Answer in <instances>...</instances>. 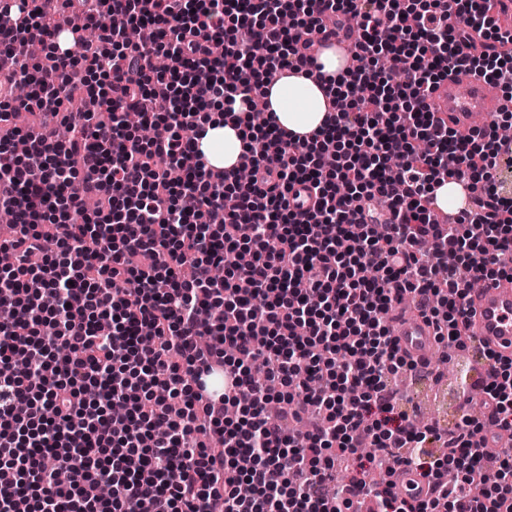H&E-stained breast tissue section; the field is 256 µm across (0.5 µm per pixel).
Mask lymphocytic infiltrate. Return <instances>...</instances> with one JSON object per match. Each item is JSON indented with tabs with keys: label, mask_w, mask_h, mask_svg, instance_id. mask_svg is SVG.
I'll list each match as a JSON object with an SVG mask.
<instances>
[{
	"label": "lymphocytic infiltrate",
	"mask_w": 512,
	"mask_h": 512,
	"mask_svg": "<svg viewBox=\"0 0 512 512\" xmlns=\"http://www.w3.org/2000/svg\"><path fill=\"white\" fill-rule=\"evenodd\" d=\"M296 3L299 22L286 30L284 0H111L104 12L95 0H0V56L13 62L0 75V121L25 80L70 132L25 133L21 158L0 149V209L20 217L4 244L16 264L0 274V307L12 313L0 320V365L28 359L26 372L0 374V512H209L218 497L226 512H350L365 498L370 512H512V453L489 457L483 423L421 429L402 407L395 375L441 370L407 356L389 325L410 300L439 350H474L468 291L445 257L482 282L512 265L500 141L457 136L425 107L462 71L511 91L502 48L512 33L494 31V0ZM59 14L73 24L72 46L52 37L45 66L16 58L14 45L50 33ZM350 14L370 65L331 86L338 109L325 127L307 138L272 116L249 123L250 179L232 169L212 180L198 147L205 109L249 105L255 79L312 74L301 32ZM130 25L148 41L127 42ZM489 30L497 50L472 55V33ZM90 70L111 123L68 103ZM161 98L172 99L168 112L156 111ZM129 111L171 136L141 142L122 121ZM324 153L333 168L320 166ZM159 158L181 170L179 182ZM452 172L478 190V208L442 224L429 204ZM272 173L277 190L259 191ZM298 183L314 195L302 212L288 201ZM88 198L97 211H84ZM215 210L223 223L211 222ZM47 222L55 235L41 232ZM228 251L246 258L216 281ZM256 362L267 383L253 379ZM89 385L97 400L85 398ZM458 393L483 395L487 422L512 432L511 360L462 379ZM115 401L126 407L118 423ZM47 456L68 484L42 466ZM402 466L426 497L397 492ZM487 470L498 481L477 487Z\"/></svg>",
	"instance_id": "1"
}]
</instances>
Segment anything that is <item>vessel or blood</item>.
Here are the masks:
<instances>
[{
    "label": "vessel or blood",
    "mask_w": 512,
    "mask_h": 512,
    "mask_svg": "<svg viewBox=\"0 0 512 512\" xmlns=\"http://www.w3.org/2000/svg\"><path fill=\"white\" fill-rule=\"evenodd\" d=\"M301 41L312 55L321 52L326 43H335L337 52L349 59L354 55L357 35L352 30L336 29L326 19L319 30L302 35ZM425 105L449 128L464 133L480 129L497 113L512 109L511 100L490 96L485 81L468 72L460 73L454 80L440 82ZM468 309L476 327L479 350L473 360V375L479 378L490 369L483 356L484 350L490 348L512 358V282L503 280L484 285L479 292L470 294ZM391 317L392 332L401 349L414 359L427 358L432 346V330L423 318L407 306L396 308Z\"/></svg>",
    "instance_id": "obj_1"
}]
</instances>
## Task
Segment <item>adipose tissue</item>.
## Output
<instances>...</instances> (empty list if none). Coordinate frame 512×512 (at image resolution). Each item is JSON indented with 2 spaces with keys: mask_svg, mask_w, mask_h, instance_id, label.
Instances as JSON below:
<instances>
[{
  "mask_svg": "<svg viewBox=\"0 0 512 512\" xmlns=\"http://www.w3.org/2000/svg\"><path fill=\"white\" fill-rule=\"evenodd\" d=\"M257 95L267 101L281 127L310 135L322 126L326 116V94L318 80L303 75L284 76L276 81L262 82ZM199 148L209 163L231 167L245 147L242 127L224 121L223 117L208 120Z\"/></svg>",
  "mask_w": 512,
  "mask_h": 512,
  "instance_id": "ef3b65f1",
  "label": "adipose tissue"
}]
</instances>
